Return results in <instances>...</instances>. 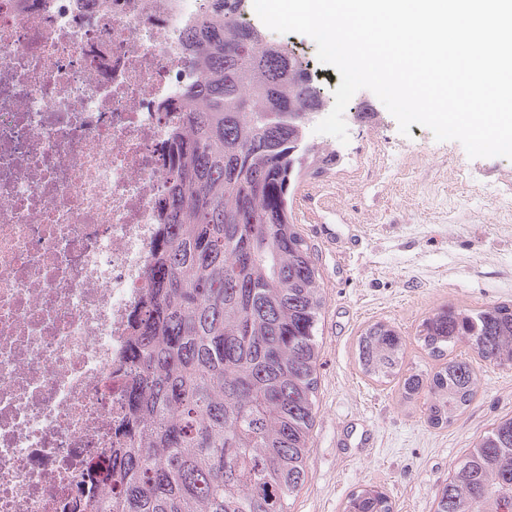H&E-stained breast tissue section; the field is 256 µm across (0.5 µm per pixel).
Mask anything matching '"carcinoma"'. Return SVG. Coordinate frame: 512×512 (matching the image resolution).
<instances>
[{
	"label": "carcinoma",
	"instance_id": "cac0c4a2",
	"mask_svg": "<svg viewBox=\"0 0 512 512\" xmlns=\"http://www.w3.org/2000/svg\"><path fill=\"white\" fill-rule=\"evenodd\" d=\"M246 2L204 0L182 35L201 78L181 100L167 223L132 345L129 447L94 512H289L306 479L324 302L288 193L335 164L336 150L309 138L325 100L308 64L268 43ZM417 341L440 367L410 368L402 336L382 321L358 337V365L400 379L407 398L423 394L428 424L442 427L477 393L457 345L512 365V304L438 309ZM435 504L512 512V416L469 449ZM342 512L394 508L371 485Z\"/></svg>",
	"mask_w": 512,
	"mask_h": 512
}]
</instances>
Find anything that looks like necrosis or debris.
Wrapping results in <instances>:
<instances>
[{
	"instance_id": "necrosis-or-debris-1",
	"label": "necrosis or debris",
	"mask_w": 512,
	"mask_h": 512,
	"mask_svg": "<svg viewBox=\"0 0 512 512\" xmlns=\"http://www.w3.org/2000/svg\"><path fill=\"white\" fill-rule=\"evenodd\" d=\"M203 0H0V512H91L125 445Z\"/></svg>"
}]
</instances>
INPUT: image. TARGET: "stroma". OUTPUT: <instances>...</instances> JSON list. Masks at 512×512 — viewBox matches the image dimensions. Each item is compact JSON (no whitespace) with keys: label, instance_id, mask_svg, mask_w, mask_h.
Wrapping results in <instances>:
<instances>
[{"label":"stroma","instance_id":"obj_1","mask_svg":"<svg viewBox=\"0 0 512 512\" xmlns=\"http://www.w3.org/2000/svg\"><path fill=\"white\" fill-rule=\"evenodd\" d=\"M275 39L309 60L332 96L341 78L319 62L315 42L299 33ZM344 119L347 143L325 138L338 162L299 185L291 200L324 288L317 414L291 512H342L365 485L382 486L394 512H434L459 459L512 415V366L486 364L458 347L478 374L477 395L451 424L434 428L422 399L364 376L356 343L367 324L387 322L405 337L410 366L430 371L438 362L415 340L425 316L448 305L512 302V160L469 158L458 141L436 140L417 124L402 135L366 89ZM399 155L404 165L384 178L383 159Z\"/></svg>","mask_w":512,"mask_h":512}]
</instances>
